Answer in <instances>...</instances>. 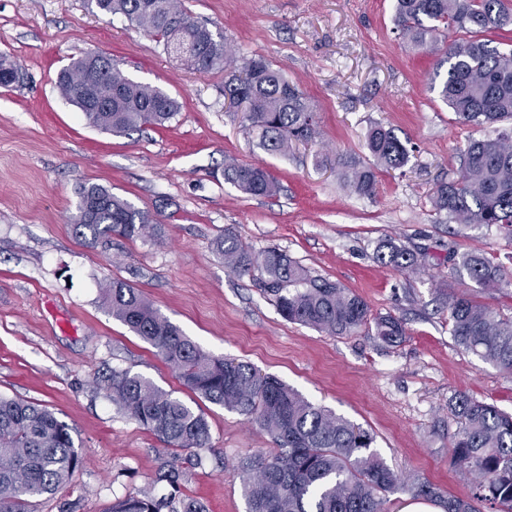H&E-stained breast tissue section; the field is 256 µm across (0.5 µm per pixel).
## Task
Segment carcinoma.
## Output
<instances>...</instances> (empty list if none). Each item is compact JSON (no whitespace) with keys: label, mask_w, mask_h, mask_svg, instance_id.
Listing matches in <instances>:
<instances>
[{"label":"carcinoma","mask_w":512,"mask_h":512,"mask_svg":"<svg viewBox=\"0 0 512 512\" xmlns=\"http://www.w3.org/2000/svg\"><path fill=\"white\" fill-rule=\"evenodd\" d=\"M106 16L120 14L135 27L164 42L187 69L230 71L224 97L244 108L243 119L261 132L263 147L284 153L294 141L315 134L316 111L281 71L262 57L236 66L224 35L192 19L178 0H89ZM394 23L414 47L439 49L441 36L461 37L446 45L439 65L447 66L439 97L458 120L493 127L512 121V49L492 45L485 34L512 24L504 0H395ZM57 86L93 127L124 135L162 125L178 110L162 90L128 78L112 59L88 52L57 76ZM365 147L374 165L345 162L347 186L371 194L376 167L398 169L409 151L393 130L376 124ZM224 178L252 196H270L277 184L263 168L232 163ZM434 209L465 228L496 225L512 234V129L471 142L461 154L459 177L436 184ZM70 223L76 236L107 245L112 236L152 235L149 215L99 185L79 189ZM225 264L238 275L259 268L265 292L274 296L290 322L334 336L374 325L375 335L391 342L403 335L391 315L370 318L365 301L347 288L311 276L288 254L270 248L253 255L230 235L217 242ZM376 259L401 270L418 266L420 254L381 239ZM462 267L481 288L505 281L502 267L482 253L462 256ZM112 316L149 343L176 373L181 385L212 404L258 424L277 445L238 462L247 512H388L387 494L407 491L437 502L443 512H512V415L466 394L451 400L458 430L450 438L451 463L474 480L467 499L449 496L419 476L400 478L376 453L373 435L330 409L314 404L278 378L249 363L218 359L162 315L142 293L114 280L103 289ZM457 345L499 370L512 374V317L475 301L453 296L446 303ZM106 396L117 410L148 430L162 447L156 480L170 487L156 499L145 492L126 495L110 512H205L185 496V457L211 448L210 425L174 392L128 370L112 372ZM82 466L72 429L49 407L0 396V512H33V500L72 481Z\"/></svg>","instance_id":"1"}]
</instances>
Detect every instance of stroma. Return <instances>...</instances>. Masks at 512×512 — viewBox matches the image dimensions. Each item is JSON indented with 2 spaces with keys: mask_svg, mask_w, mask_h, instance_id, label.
Returning <instances> with one entry per match:
<instances>
[{
  "mask_svg": "<svg viewBox=\"0 0 512 512\" xmlns=\"http://www.w3.org/2000/svg\"><path fill=\"white\" fill-rule=\"evenodd\" d=\"M180 4L220 27L237 59L264 57L305 93L319 117L311 141L267 152L225 101L224 71L187 70L162 42L87 0H0V58L20 75L0 87V395L49 406L83 458L74 480L38 498L35 512H108L131 492H170L155 480L157 440L118 414L99 385L127 370L180 388L104 304L115 279L212 356L250 363L370 431L372 451L394 472L470 496V478L450 463L457 423L449 402L464 393L512 413V375L457 346L442 302L464 293L512 315V283L478 288L448 255L479 251L512 275V235L459 230L435 211L431 193L458 177L461 152L490 129L458 122L441 101L432 87L439 55L399 35L393 0ZM87 52L163 90L179 105L174 117L120 136L89 126L57 87L60 70ZM376 122L394 129L410 158L359 195L342 163H371L365 135ZM230 163L265 168L277 192H241L224 179ZM88 184L149 214L154 235L106 247L76 237L69 218ZM227 234L256 254L283 250L361 296L371 316L402 318L403 336L386 343L364 329L332 336L288 322L260 271L240 277L225 267L215 242ZM385 236L424 252L421 265L377 263L373 250ZM186 401L205 413L212 448L189 469L184 495L207 512H246L236 465L274 441L238 413Z\"/></svg>",
  "mask_w": 512,
  "mask_h": 512,
  "instance_id": "stroma-1",
  "label": "stroma"
}]
</instances>
